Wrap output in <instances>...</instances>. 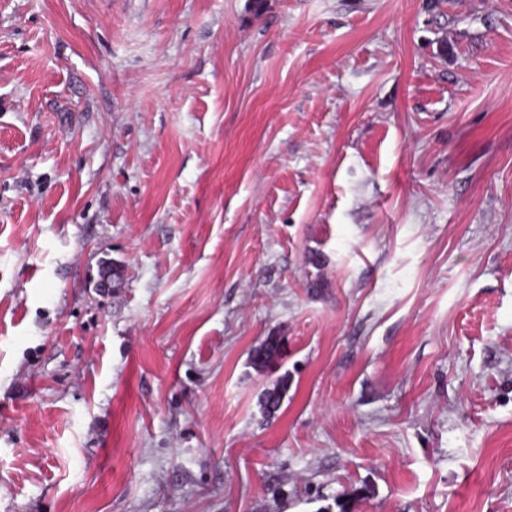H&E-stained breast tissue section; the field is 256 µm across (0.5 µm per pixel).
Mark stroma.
<instances>
[{
	"label": "stroma",
	"mask_w": 512,
	"mask_h": 512,
	"mask_svg": "<svg viewBox=\"0 0 512 512\" xmlns=\"http://www.w3.org/2000/svg\"><path fill=\"white\" fill-rule=\"evenodd\" d=\"M0 512H512V0H0Z\"/></svg>",
	"instance_id": "stroma-1"
}]
</instances>
